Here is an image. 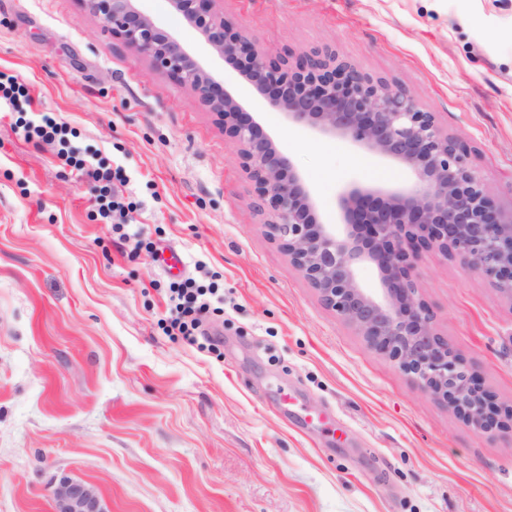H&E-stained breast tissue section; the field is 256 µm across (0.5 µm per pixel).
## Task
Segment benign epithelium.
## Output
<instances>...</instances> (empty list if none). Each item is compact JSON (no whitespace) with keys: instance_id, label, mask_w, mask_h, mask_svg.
I'll return each mask as SVG.
<instances>
[{"instance_id":"obj_1","label":"benign epithelium","mask_w":512,"mask_h":512,"mask_svg":"<svg viewBox=\"0 0 512 512\" xmlns=\"http://www.w3.org/2000/svg\"><path fill=\"white\" fill-rule=\"evenodd\" d=\"M153 73L187 87L216 117L251 182L253 208L322 304L336 312L413 384L475 429L512 432V405L486 390L480 374L436 327L417 284L421 255L437 251L488 280L512 302V212L506 213L432 112L407 90L341 61L328 48L273 58L219 10V0H170L185 25L289 124L341 137L409 170L408 185L343 190L336 223L323 221L292 158L223 79L203 67L136 0H80ZM371 266L377 286L364 287ZM57 512H108L94 485L63 478Z\"/></svg>"}]
</instances>
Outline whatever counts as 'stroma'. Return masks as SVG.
Wrapping results in <instances>:
<instances>
[{"instance_id": "1", "label": "stroma", "mask_w": 512, "mask_h": 512, "mask_svg": "<svg viewBox=\"0 0 512 512\" xmlns=\"http://www.w3.org/2000/svg\"><path fill=\"white\" fill-rule=\"evenodd\" d=\"M139 8L207 69L224 63L168 0ZM270 56L325 45L409 91L464 143L512 210V0H221ZM0 71L36 112L122 166L135 224L218 273L215 358L158 324L171 275L101 224L92 188L0 117V512H54L64 475L108 512H512V435L486 433L419 391L327 309L253 209L214 116L152 74L79 0H0ZM336 217L350 186L406 180L340 138L289 127L245 96ZM418 286L440 332L512 404V302L431 251Z\"/></svg>"}]
</instances>
